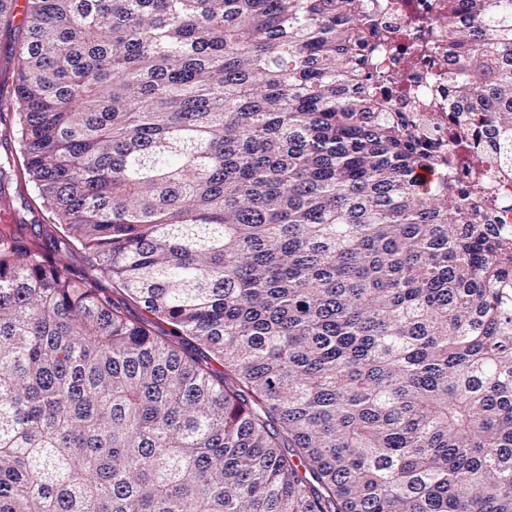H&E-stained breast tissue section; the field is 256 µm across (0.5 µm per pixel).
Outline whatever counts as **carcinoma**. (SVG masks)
<instances>
[{
  "label": "carcinoma",
  "mask_w": 512,
  "mask_h": 512,
  "mask_svg": "<svg viewBox=\"0 0 512 512\" xmlns=\"http://www.w3.org/2000/svg\"><path fill=\"white\" fill-rule=\"evenodd\" d=\"M24 2L0 512H512V0L434 2L446 147L392 0ZM448 66L445 61L443 67H439L437 63L419 64L417 66L418 74L414 83V96H425L432 90H436L440 100L445 106L446 112L443 114V127L438 129V136L444 139L448 138V115L452 116L454 112H448ZM496 197L502 208L497 209L495 219L499 224H508L512 227V178H497ZM511 206V210H510ZM23 197L25 200H23ZM23 197L18 196L16 198L15 207L20 214L28 220L26 224H29L28 233L30 234V224H47L48 221L46 216L48 213L43 207L41 200L38 198L37 193L30 185H28L27 190H24ZM33 218L36 222L32 220Z\"/></svg>",
  "instance_id": "1"
}]
</instances>
